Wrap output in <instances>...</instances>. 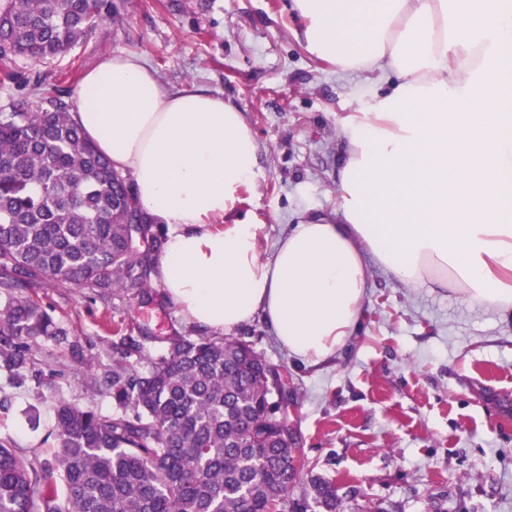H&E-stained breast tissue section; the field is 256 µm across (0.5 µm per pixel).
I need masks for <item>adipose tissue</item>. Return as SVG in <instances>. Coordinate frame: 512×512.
I'll return each instance as SVG.
<instances>
[{"label": "adipose tissue", "instance_id": "1", "mask_svg": "<svg viewBox=\"0 0 512 512\" xmlns=\"http://www.w3.org/2000/svg\"><path fill=\"white\" fill-rule=\"evenodd\" d=\"M309 52L394 82L343 127L337 216L260 257L219 218L252 184L244 112L170 90L139 57L89 70L75 119L166 231L154 278L203 332L263 318L299 363L332 362L361 327L372 270L512 318V0H291Z\"/></svg>", "mask_w": 512, "mask_h": 512}]
</instances>
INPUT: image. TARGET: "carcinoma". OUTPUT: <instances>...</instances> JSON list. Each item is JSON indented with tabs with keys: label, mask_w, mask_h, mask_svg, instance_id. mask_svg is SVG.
Returning a JSON list of instances; mask_svg holds the SVG:
<instances>
[{
	"label": "carcinoma",
	"mask_w": 512,
	"mask_h": 512,
	"mask_svg": "<svg viewBox=\"0 0 512 512\" xmlns=\"http://www.w3.org/2000/svg\"><path fill=\"white\" fill-rule=\"evenodd\" d=\"M113 10L111 0H0V78L69 50ZM68 76L0 113V370L35 369L32 352L80 338L40 290L76 288L110 310L113 292L152 298L165 234L130 179L86 141ZM121 319L105 380L113 411L60 400L53 460L0 444V512H303V469L284 415L296 392L236 337L198 330L150 357ZM62 483L63 496L57 494ZM327 512L336 490L314 486Z\"/></svg>",
	"instance_id": "obj_1"
}]
</instances>
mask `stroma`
I'll return each mask as SVG.
<instances>
[{
    "label": "stroma",
    "mask_w": 512,
    "mask_h": 512,
    "mask_svg": "<svg viewBox=\"0 0 512 512\" xmlns=\"http://www.w3.org/2000/svg\"><path fill=\"white\" fill-rule=\"evenodd\" d=\"M116 11L75 47L37 65L25 81L0 83V112L31 93V80L81 81L100 57L145 60L168 88L203 86L245 113L255 134L259 174L224 214L257 224L262 252L289 225L333 216L342 127L387 88L384 76L339 72L297 38L290 0H113ZM151 303L115 298L123 317L162 337L188 331L156 287ZM52 315L81 338L79 351L41 341L35 362L47 378L0 372V443L52 458L54 406L65 399L112 412L107 391L88 375L112 368V330L101 304L76 289L48 292ZM238 338L286 374L296 392L288 421L308 462L295 496L316 482L336 488V512H512V321L455 295L414 288L374 272L359 334L329 366L290 358L263 320ZM308 512H326L316 500Z\"/></svg>",
    "instance_id": "obj_1"
}]
</instances>
